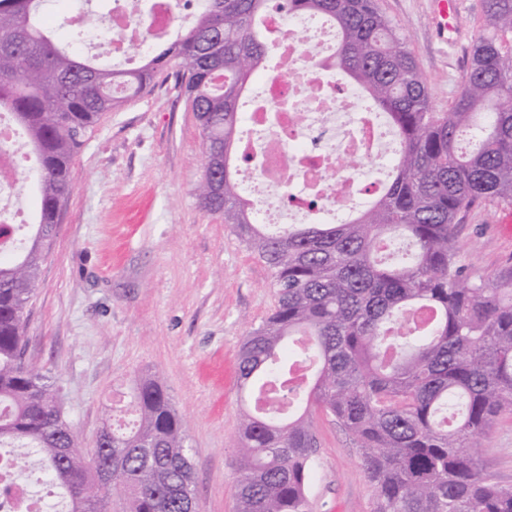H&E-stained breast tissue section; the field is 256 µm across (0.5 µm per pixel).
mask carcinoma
<instances>
[{
	"label": "carcinoma",
	"mask_w": 512,
	"mask_h": 512,
	"mask_svg": "<svg viewBox=\"0 0 512 512\" xmlns=\"http://www.w3.org/2000/svg\"><path fill=\"white\" fill-rule=\"evenodd\" d=\"M45 2L0 0V112L35 157L40 194L21 247L0 249V449H29L66 512H197L186 423L159 377L134 382L129 419L86 448L57 381L24 358V314L73 160L102 115L166 69L203 133L201 206L224 213L276 295L238 351L248 405L236 512H310L317 413L358 448L371 512H512V487L476 452L512 415V270L471 275L455 237L473 206L512 205V0H483V33L446 112L377 0H202L191 27L131 69L58 45ZM273 7L336 29L322 64L396 139L389 180L340 224H260L235 178L243 94L272 55L258 24ZM101 23L85 12L75 39Z\"/></svg>",
	"instance_id": "carcinoma-1"
}]
</instances>
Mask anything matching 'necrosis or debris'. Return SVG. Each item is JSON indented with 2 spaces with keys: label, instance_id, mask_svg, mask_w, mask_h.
Masks as SVG:
<instances>
[{
  "label": "necrosis or debris",
  "instance_id": "necrosis-or-debris-1",
  "mask_svg": "<svg viewBox=\"0 0 512 512\" xmlns=\"http://www.w3.org/2000/svg\"><path fill=\"white\" fill-rule=\"evenodd\" d=\"M150 2L139 19L113 10L112 27L121 34L112 43L115 56H125L129 47L145 45L156 36H171L187 24V13L174 11L170 0ZM265 26L276 42L275 62L247 114L251 129L264 132L266 139L246 168L260 221L280 223V211L267 192L292 184L301 188L293 205L315 200L320 209L348 214L364 177L363 169H348V160L377 161L381 155L376 127L360 112L358 96L343 93L338 77L321 64L331 53L329 42L336 31L309 22L286 26L275 14L267 16Z\"/></svg>",
  "mask_w": 512,
  "mask_h": 512
}]
</instances>
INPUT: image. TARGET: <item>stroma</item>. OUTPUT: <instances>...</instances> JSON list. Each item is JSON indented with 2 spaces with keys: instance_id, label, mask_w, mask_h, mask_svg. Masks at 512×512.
<instances>
[{
  "instance_id": "stroma-1",
  "label": "stroma",
  "mask_w": 512,
  "mask_h": 512,
  "mask_svg": "<svg viewBox=\"0 0 512 512\" xmlns=\"http://www.w3.org/2000/svg\"><path fill=\"white\" fill-rule=\"evenodd\" d=\"M483 0H455L439 38L433 0H378L399 23L431 87L436 111L456 98L480 35ZM112 0H47L46 22L69 43L84 9ZM204 145L172 79L103 115L73 162L75 188L25 319V358L61 386L65 414L92 442L132 383L159 375L187 422L198 512H235L243 403L237 352L275 305L264 264L196 196ZM512 207L482 204L457 226L475 275L512 268ZM318 447L310 512H371L373 488L357 449L331 418H314ZM482 467L512 486V416L480 450Z\"/></svg>"
}]
</instances>
